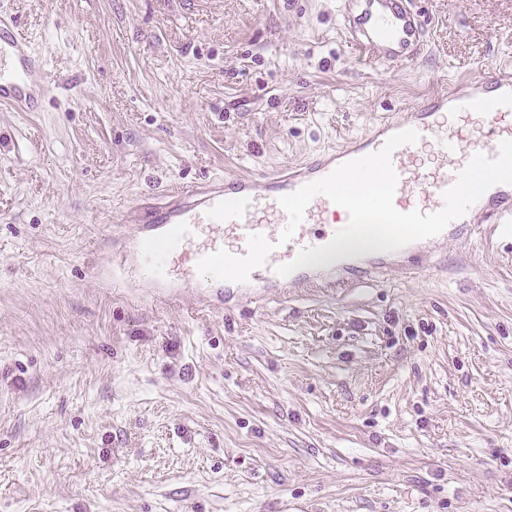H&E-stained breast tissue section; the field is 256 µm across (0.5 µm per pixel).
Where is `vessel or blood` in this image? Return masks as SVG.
Listing matches in <instances>:
<instances>
[{
  "label": "vessel or blood",
  "mask_w": 512,
  "mask_h": 512,
  "mask_svg": "<svg viewBox=\"0 0 512 512\" xmlns=\"http://www.w3.org/2000/svg\"><path fill=\"white\" fill-rule=\"evenodd\" d=\"M341 26L351 43L365 49L375 60L402 66L414 61L423 47L425 22L413 0H340ZM50 83L44 58L34 56L27 39L18 32L0 30V105L32 112ZM479 119L485 142L481 153L496 157L502 141L512 140V72L495 69L458 83L450 92L428 97L415 111L377 125L368 135L340 149L309 158L301 167L260 175H228L185 188L168 190L164 196L142 198L127 214L136 233L124 245L150 270L146 287L167 294L177 287L171 259L182 254L189 269L219 250L245 255L250 235H265L274 242L271 225L289 221L279 200L302 186L329 175L337 166L379 151L389 137L407 129L421 140L433 141L436 155L430 166L417 159V147L407 144L392 154L398 176L394 195L397 210L431 213L444 205L443 193L452 186L465 163L461 145L468 139L466 124ZM349 223L347 211L323 195L308 205L292 240L275 246L265 263L252 270L247 287L271 293L283 288L314 284L335 286L346 277L374 273L390 267L413 274L432 264L438 247L487 231L512 240V185L488 189L467 214L451 221L437 236L417 240L358 265L314 270L300 268L289 275L277 274L279 265L292 261L300 250L329 243ZM209 299L235 300L233 288L206 278L193 281Z\"/></svg>",
  "instance_id": "vessel-or-blood-1"
}]
</instances>
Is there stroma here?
Segmentation results:
<instances>
[{
  "mask_svg": "<svg viewBox=\"0 0 512 512\" xmlns=\"http://www.w3.org/2000/svg\"><path fill=\"white\" fill-rule=\"evenodd\" d=\"M417 5L393 67L338 0H11L53 82L0 108V512H512L511 244L229 307L111 254L146 195L299 166L512 62V0Z\"/></svg>",
  "mask_w": 512,
  "mask_h": 512,
  "instance_id": "stroma-1",
  "label": "stroma"
}]
</instances>
